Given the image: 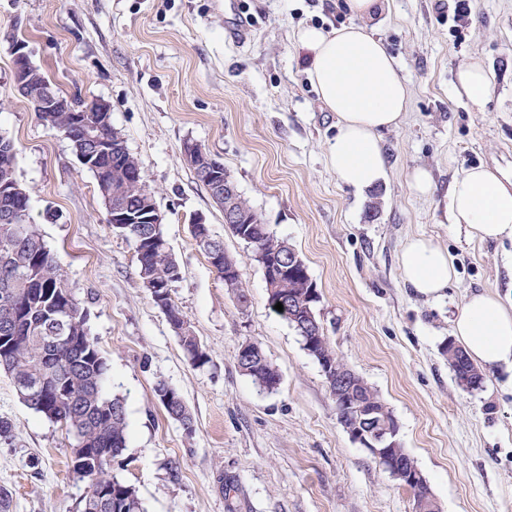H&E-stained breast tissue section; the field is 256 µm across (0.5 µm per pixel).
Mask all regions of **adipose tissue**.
<instances>
[{
    "mask_svg": "<svg viewBox=\"0 0 512 512\" xmlns=\"http://www.w3.org/2000/svg\"><path fill=\"white\" fill-rule=\"evenodd\" d=\"M343 6L354 16L353 24L330 31L306 27L296 40L306 54V71L320 101L338 118L330 166L342 184L363 192L386 176L379 133L404 120L408 89L383 40L363 24L377 0H344ZM490 86L481 62L458 72L456 91L476 110L484 109ZM448 211L451 223L463 226L471 237L512 239V188L489 168L466 169L454 180ZM400 267L406 283L427 299L441 297L454 275L448 253L425 238L406 243ZM453 329L474 363L512 369V306L498 294H471L454 316Z\"/></svg>",
    "mask_w": 512,
    "mask_h": 512,
    "instance_id": "adipose-tissue-1",
    "label": "adipose tissue"
}]
</instances>
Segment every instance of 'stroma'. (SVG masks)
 I'll return each mask as SVG.
<instances>
[{"mask_svg": "<svg viewBox=\"0 0 512 512\" xmlns=\"http://www.w3.org/2000/svg\"><path fill=\"white\" fill-rule=\"evenodd\" d=\"M351 21L337 0H0V134L17 146L32 219L108 359L105 390L125 400L127 448L112 471L146 512H412L411 493L352 442L319 363L270 309L252 248L230 233L182 158L188 140L223 162L302 257L325 336L393 411L442 512H512V371L486 370L483 386L466 390L443 353L469 294L512 296V240L469 239L448 215V189L463 170L483 165L512 182V0H474L459 28L448 0H381L366 26L410 95L403 123L381 133L388 178L363 194L328 165L337 117L319 101L296 43L304 27ZM14 37L61 94L110 102L112 125L155 193L181 268L172 297L210 355L205 368L191 366L154 306L136 244L109 227L92 173L19 93ZM474 59L491 80L480 112L453 94ZM418 167L432 176L426 197L409 182ZM197 220L237 260L246 307L198 249ZM418 235L454 265L436 300L415 294L399 266ZM249 339L280 373L274 393L236 367ZM160 381L182 395L192 430L158 402ZM0 417L14 424L0 440L9 512H76L86 485L69 468L73 435L28 409L2 372Z\"/></svg>", "mask_w": 512, "mask_h": 512, "instance_id": "35a3bbf8", "label": "stroma"}]
</instances>
